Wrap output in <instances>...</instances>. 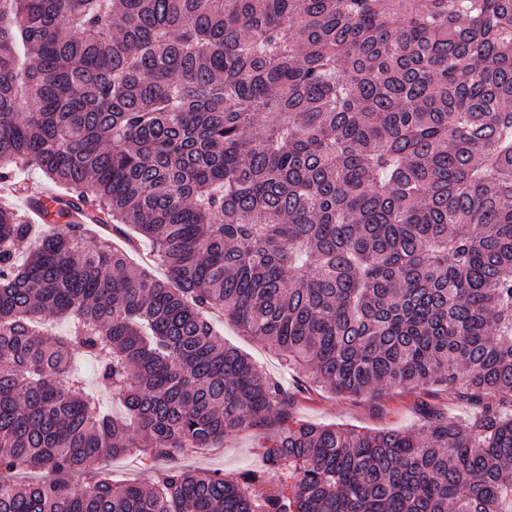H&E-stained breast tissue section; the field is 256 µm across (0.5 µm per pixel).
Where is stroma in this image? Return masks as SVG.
I'll return each mask as SVG.
<instances>
[{
	"label": "stroma",
	"mask_w": 512,
	"mask_h": 512,
	"mask_svg": "<svg viewBox=\"0 0 512 512\" xmlns=\"http://www.w3.org/2000/svg\"><path fill=\"white\" fill-rule=\"evenodd\" d=\"M219 329L225 342L237 346L253 356L264 372L285 384L293 400L290 414L299 421L308 423L337 424L372 430L403 429L421 424V406L428 405L451 417L468 418L478 414L479 409L459 400L453 391L439 386L424 389L396 388L382 395L369 398L349 395H334L325 392H303L302 376L287 369L278 356L262 342L239 333L227 320H220ZM277 422L231 434L225 437L218 448H200L176 455V464L188 469H204L235 477L246 470H259L264 465L262 444L266 436L275 433ZM162 458L141 454L105 458L104 471L113 484L137 480L152 483L156 472L165 467Z\"/></svg>",
	"instance_id": "obj_1"
}]
</instances>
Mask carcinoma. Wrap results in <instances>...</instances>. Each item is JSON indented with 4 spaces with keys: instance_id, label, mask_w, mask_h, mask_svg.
Masks as SVG:
<instances>
[{
    "instance_id": "carcinoma-1",
    "label": "carcinoma",
    "mask_w": 512,
    "mask_h": 512,
    "mask_svg": "<svg viewBox=\"0 0 512 512\" xmlns=\"http://www.w3.org/2000/svg\"><path fill=\"white\" fill-rule=\"evenodd\" d=\"M31 167L151 262L0 206V473L91 476L0 512H512V0H0V180ZM217 313L314 390L482 411L295 421ZM273 416L262 472L96 475ZM170 464L171 462L165 459H156L137 453L105 458L101 467L112 478L114 485L130 480H138L149 485L154 481L156 472Z\"/></svg>"
}]
</instances>
